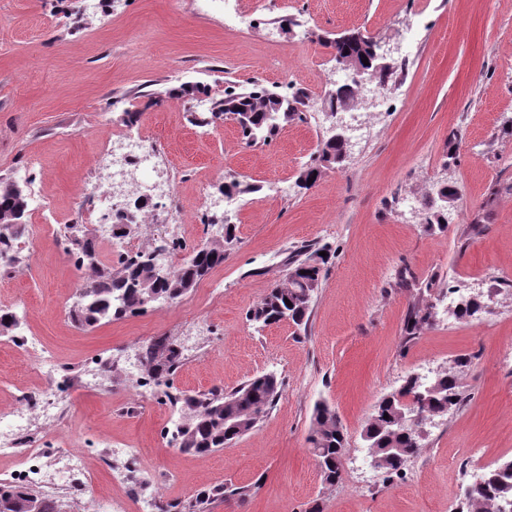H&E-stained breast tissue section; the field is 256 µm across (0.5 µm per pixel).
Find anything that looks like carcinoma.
Segmentation results:
<instances>
[{"label": "carcinoma", "instance_id": "obj_1", "mask_svg": "<svg viewBox=\"0 0 512 512\" xmlns=\"http://www.w3.org/2000/svg\"><path fill=\"white\" fill-rule=\"evenodd\" d=\"M323 45L333 57L356 56L368 59L365 76L379 84L388 82L390 75L376 68L373 54L380 44L362 33L344 35L341 40H326ZM205 96L210 106L205 112L189 111V122L194 126H206L224 120L230 108H238L240 132L246 144L268 143L287 123L301 119L310 111L311 96L302 89L288 94L255 84L249 90H239L232 85L224 87L220 97L211 96V89L202 83H182L164 91L153 92L150 97L156 103L166 98L197 101ZM322 160L329 163L343 161L340 146L327 138L320 143ZM28 193L24 186L13 181H0V225L16 229L21 234L26 224ZM218 239L206 240L193 247L174 267L176 280L157 284L152 281L148 269L136 267L135 252L122 254L118 268L114 269L97 259L96 244L92 237L70 233L64 235L66 251L75 265H90L95 275L76 294L71 310L72 319L82 327H94L103 320L112 321L146 309L144 299L152 289L170 303H175L224 264V244L235 239V227L221 225ZM14 238L0 232V266L10 267L18 261L14 250ZM326 253L331 248L321 247ZM319 250V251H321ZM309 254L304 250L293 252L284 259L285 271L296 274L294 282L275 283L255 307L247 313L249 321L270 325L283 316L292 318L298 327H307L310 302L322 278L329 257ZM431 312L426 308L413 307L407 331L414 336L429 325ZM143 380L156 386L167 384L169 376L180 367L183 351L172 347V342L161 337L149 343L141 352ZM281 393V383L272 375H262L243 383L230 393L218 389L200 391L183 398L188 411V429H176L173 439L178 448L188 453H206L251 431L266 416ZM463 392L458 379L449 374L440 376L436 395L426 401L418 398L422 412H442L446 404L462 401ZM404 410L400 399L391 394L382 398L364 429L369 449L383 462V472L388 477H400L408 461L420 449L414 436L406 433L401 423L400 411ZM312 454L320 469L324 483L334 485L342 477V459L346 442L340 420L335 410L326 404L316 406L311 434ZM9 495V506L0 512H28L30 491L22 485L0 482V491ZM512 501V459L497 463L488 469L480 482L467 485L462 490L463 506L477 507L489 512L490 503Z\"/></svg>", "mask_w": 512, "mask_h": 512}]
</instances>
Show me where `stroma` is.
<instances>
[{"label":"stroma","mask_w":512,"mask_h":512,"mask_svg":"<svg viewBox=\"0 0 512 512\" xmlns=\"http://www.w3.org/2000/svg\"><path fill=\"white\" fill-rule=\"evenodd\" d=\"M295 19L281 28L278 19ZM357 30L391 51L400 87L393 106L361 102L344 122L359 131L343 162L310 188L298 176L333 121L312 112L267 145L247 146L232 121L188 123L181 99L150 104L162 87H300L322 102L342 74L321 40ZM161 145L140 188L173 184V205L137 216L114 251L162 236L186 246L211 232L200 190L253 185L216 220L235 227L224 263L181 300L95 328L69 317L90 276L61 243L66 225L94 233L106 212L85 195L111 182L121 115ZM0 178L29 181L50 205L29 218L19 262L0 275V309L38 336L62 364L40 373L0 336V425L14 398L39 417V400L66 402L46 431L54 447L83 454L89 489L58 492L67 512H143L140 499L184 503L225 490L209 512H455L474 468L512 458V0H112L104 14L81 0H0ZM287 181V195L276 186ZM457 198L444 206L441 183ZM443 211L445 227H428ZM335 251L306 329L258 326L246 314L304 244ZM479 296L471 319L451 309ZM431 305L420 334L406 332L414 304ZM186 341L172 395L232 391L262 374L282 384L269 414L228 447L185 453L166 436L180 405L139 393L133 362L146 344ZM466 365H458L459 356ZM454 373L464 400L423 426L419 454L402 478L369 464L363 428L378 401L411 376ZM332 407L348 451L342 478L323 483L310 443L314 409ZM135 449L136 485L114 481L107 444ZM481 451L471 464L469 451Z\"/></svg>","instance_id":"1"}]
</instances>
